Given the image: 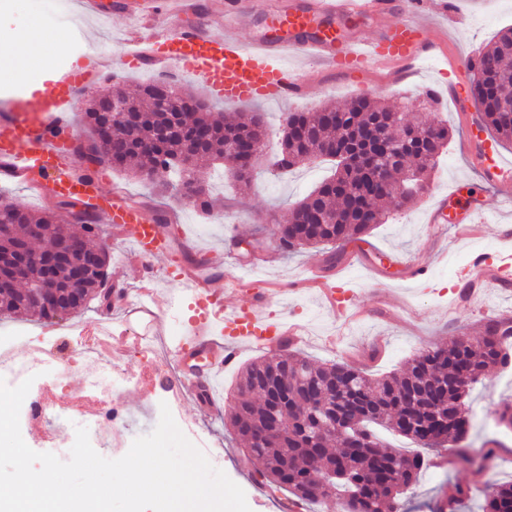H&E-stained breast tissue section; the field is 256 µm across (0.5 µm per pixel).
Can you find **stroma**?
I'll list each match as a JSON object with an SVG mask.
<instances>
[{
	"mask_svg": "<svg viewBox=\"0 0 512 512\" xmlns=\"http://www.w3.org/2000/svg\"><path fill=\"white\" fill-rule=\"evenodd\" d=\"M432 14L429 54L415 60L408 71L403 88L385 86L381 76L359 82L333 70H317L300 59L290 60L291 68L307 75V100H259L226 106L227 115L239 116L253 109L264 112L272 133H279L283 113L314 110L323 104L341 102L360 95H371L389 101L434 91L437 112L415 107L421 121L439 118L455 130L446 152L429 179L424 195L408 208L391 211L387 223L377 226L367 237L372 246L370 264L353 262L327 265L321 249H307L284 255L273 246H265L245 254L240 244L255 234L271 238L276 225L286 223L290 204L301 199L330 172L328 163L304 162L285 174L269 171L259 164L250 190L241 191L232 177H219L217 170L207 169L201 178L212 193V211L203 214L188 200L162 191L160 186H147L137 179L114 170L99 167L97 173L104 186H119L142 202L149 211L176 212L178 221L171 224L170 235L180 246L169 257L153 260L159 297L180 290V281L168 277V270L185 264L187 258L213 260L215 275L242 278L236 303L248 300L253 281L266 287L284 289L281 310L301 325L304 335L295 343V350L308 355L319 364L345 363L379 376L404 369L417 352L447 345L453 337L479 335L487 318L512 322V287L484 288L479 298L462 297L463 288L479 282L481 271L474 267L475 256L493 255L506 249L500 232L512 227V209L501 207L500 201L512 197V185L488 188L481 180L476 165L462 152L460 131L463 116L448 93V65L459 52H472L487 44L496 32L512 26V0H453L463 22L452 27L440 15L442 0H425ZM73 31L63 50H51L52 68L70 63L75 45L83 34H92L107 55L123 51L124 40L136 34L134 24L113 15L86 19L81 13L69 11ZM58 26L55 15L45 11L41 0H0V49L14 45L34 33H54ZM458 188L461 197L483 196L484 210L474 218L476 233L461 234L452 224H432L425 210L437 192ZM428 264L424 279L405 275L406 263ZM323 276L328 285L341 289L348 299V314L335 315L319 289L305 287L312 274ZM97 302H86L77 312L55 321L28 320L21 317H0V325L26 326L40 336L45 345L60 348L56 364L58 388L53 395L51 417L33 425L21 423L26 444L45 453L52 446V437L74 433L77 425L90 431L93 448L103 457L117 459L125 448L107 446L95 433L93 417L77 421L72 401L84 395L85 383L93 372L95 361L83 355L86 338L78 333L77 324L92 328L103 316ZM121 367L130 377L120 385L114 397L124 408L130 438L148 434L160 418V404L167 386L155 375L140 355L126 349ZM512 402V371L492 373L484 382L474 385L467 403L477 416L470 435L477 441L494 439L504 450L497 465L483 473L487 480H512V432L497 427L495 417L504 401ZM183 418L201 425L208 433L213 448L219 449L224 461L221 469L245 492L251 512H282V493L270 492L260 483L259 463L232 440L224 425L223 411L209 413L191 398L181 400ZM467 484L475 477L469 469L449 468L439 461L423 472L415 489L413 512H429L428 506L441 493L443 481Z\"/></svg>",
	"mask_w": 512,
	"mask_h": 512,
	"instance_id": "35a3bbf8",
	"label": "stroma"
}]
</instances>
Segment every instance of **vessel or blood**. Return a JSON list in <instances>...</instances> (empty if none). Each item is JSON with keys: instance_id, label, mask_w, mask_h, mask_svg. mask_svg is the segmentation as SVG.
Wrapping results in <instances>:
<instances>
[{"instance_id": "b4317fda", "label": "vessel or blood", "mask_w": 512, "mask_h": 512, "mask_svg": "<svg viewBox=\"0 0 512 512\" xmlns=\"http://www.w3.org/2000/svg\"><path fill=\"white\" fill-rule=\"evenodd\" d=\"M112 10L124 17L144 15L143 32L118 58L94 63L78 58L58 72L49 89L32 87L17 97L11 117L0 123V170L41 200L85 204L145 266L169 255L173 240L144 205L119 188H105L99 178H84L74 164L69 115L94 86L98 69L179 70L202 78L215 98L238 104L304 98V75L285 65L291 56L365 75L378 68L398 70L430 44L423 0H208L204 5L164 0L157 14L146 13L141 2L114 0ZM163 16L176 17L178 26L159 25ZM365 19L378 24L373 37L337 36L336 22ZM453 74L448 91L460 111H470L467 63L458 64ZM469 151L489 184L512 183V165L502 159L493 139L470 143ZM179 279L198 311L183 326L185 365L175 383L177 389L203 395L209 405H216L217 379L240 347L277 351L301 332L298 325L270 315V308L280 304L273 289H253L251 302L241 306L230 301L237 280L215 276L205 266L183 265ZM114 309L116 318H100L94 329L111 354L124 352L128 337L150 344L168 332L166 317L143 298L130 300L117 293Z\"/></svg>"}]
</instances>
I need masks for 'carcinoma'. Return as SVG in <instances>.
<instances>
[{
	"label": "carcinoma",
	"instance_id": "obj_1",
	"mask_svg": "<svg viewBox=\"0 0 512 512\" xmlns=\"http://www.w3.org/2000/svg\"><path fill=\"white\" fill-rule=\"evenodd\" d=\"M470 65L469 92L479 122L498 144L511 145L512 28L477 50ZM167 93L179 99V108L163 107ZM112 95L128 103L137 121L131 125L112 120L101 112L98 101L85 112L89 145L98 143L106 125L112 127L111 137L93 156L75 146L85 175L96 173L92 164H108L149 182L153 173L163 170L168 173L165 188L207 212L208 185L196 179L184 182L180 162L185 146L202 138L192 170L213 168L222 160L239 185L251 186L254 163L232 152L229 144L244 134L258 137L266 128L262 113L250 114L249 129L241 120L214 111L210 102L180 84L145 82L134 97L120 88ZM393 109L379 98L362 95L342 106L326 104L314 112L288 113L297 133L283 134L270 158L271 168L287 172L304 161L325 157L333 163V173L292 205L287 223L276 225L284 252L329 244L341 248L362 241L376 225L385 223L383 206L399 208L413 202L411 197H397L396 186L427 183L452 130L442 123L430 133L429 124L407 120L390 129L384 119ZM377 134L402 147L403 158L395 160L381 151L368 155L369 140ZM343 149L368 156L365 166L343 165L337 159ZM379 165L385 167L387 182L374 191L364 168ZM0 210L5 218L14 219L9 244L24 242L30 224L41 226L40 240L52 250L69 239L75 241L66 266L47 281L61 293L62 301L77 309L81 304L71 295L86 300L96 294L97 278L75 281L69 267L81 264L91 252H101L109 261V254L93 240L99 224H65L55 213L36 214L6 199L0 200ZM316 213L339 221L315 224L311 217ZM44 277L42 268L29 267L16 286L0 295V314L50 318L28 293L29 286ZM503 336H512V327L491 320L469 348L460 349L461 340L453 339L415 355L402 373L380 377L338 363L317 365L294 352L265 354L245 369L237 383L226 424L262 463L263 485L309 504L333 502L338 512H400L401 498L413 491L427 464L418 451H381L383 444L372 426L396 431L422 449L444 448L451 464L484 469L496 453L484 444L475 447L469 438L467 388L484 382L496 367L512 364V354L501 348ZM459 360L468 369L463 382L456 377ZM474 492L482 497V512H512V481L466 487L450 482L437 512H457L460 502Z\"/></svg>",
	"mask_w": 512,
	"mask_h": 512
}]
</instances>
